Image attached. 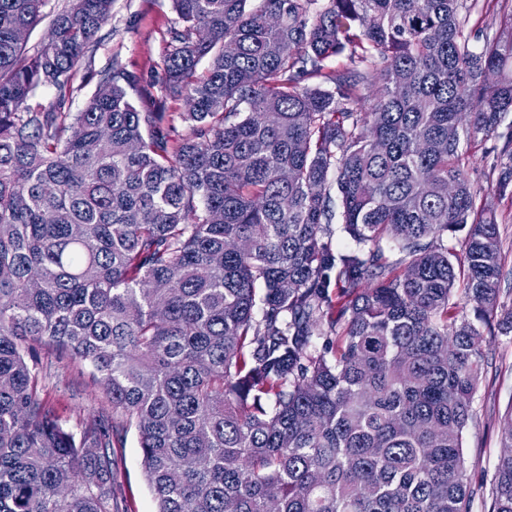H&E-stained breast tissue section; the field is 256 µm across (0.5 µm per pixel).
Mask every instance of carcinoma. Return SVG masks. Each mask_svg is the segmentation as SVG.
I'll return each mask as SVG.
<instances>
[{
	"instance_id": "obj_1",
	"label": "carcinoma",
	"mask_w": 512,
	"mask_h": 512,
	"mask_svg": "<svg viewBox=\"0 0 512 512\" xmlns=\"http://www.w3.org/2000/svg\"><path fill=\"white\" fill-rule=\"evenodd\" d=\"M113 2L70 0L29 56L44 0H0V512H112L131 426L157 512H469L484 332L461 300L512 332L469 151L512 112V23H468L508 0H172L164 96L115 63L66 112ZM32 342L102 384L80 434ZM491 498L512 512V455Z\"/></svg>"
}]
</instances>
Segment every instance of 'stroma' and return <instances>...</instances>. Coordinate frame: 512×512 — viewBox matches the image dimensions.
Wrapping results in <instances>:
<instances>
[{"label":"stroma","mask_w":512,"mask_h":512,"mask_svg":"<svg viewBox=\"0 0 512 512\" xmlns=\"http://www.w3.org/2000/svg\"><path fill=\"white\" fill-rule=\"evenodd\" d=\"M177 15L171 0H114L112 11L97 40L72 71L74 93L70 112L83 109L97 88L101 72L120 64L142 84L161 88L167 31ZM512 130V113L497 133L479 140L470 160V180L482 197H494L496 180L507 158L504 136ZM502 238L504 276L499 303L512 308V201L496 199ZM484 365L480 385L472 400L473 419L463 437L467 464L470 512H489L490 483L503 451L502 427L512 412V334L491 331L484 335ZM39 392L63 423L81 432L93 423L103 405V387L88 368L71 362L55 349H34ZM116 507L118 512H156V502L141 467V450L135 427H128L116 451Z\"/></svg>","instance_id":"obj_1"}]
</instances>
